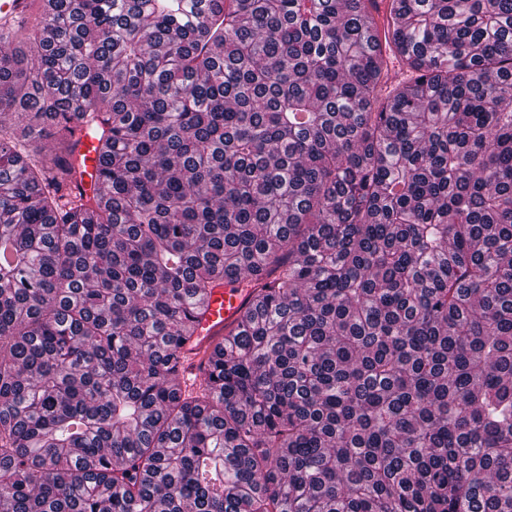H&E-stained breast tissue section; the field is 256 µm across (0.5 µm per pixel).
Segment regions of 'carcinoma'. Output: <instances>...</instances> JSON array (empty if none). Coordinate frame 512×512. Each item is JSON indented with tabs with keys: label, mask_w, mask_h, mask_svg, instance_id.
<instances>
[{
	"label": "carcinoma",
	"mask_w": 512,
	"mask_h": 512,
	"mask_svg": "<svg viewBox=\"0 0 512 512\" xmlns=\"http://www.w3.org/2000/svg\"><path fill=\"white\" fill-rule=\"evenodd\" d=\"M385 4L0 33V512H512V0ZM98 142L90 136L82 132L81 140L78 145V151L85 156V171L79 177L81 187L87 194L92 195L98 193L99 182L97 180L98 168V151L94 148L97 147ZM228 280L213 288L211 293L199 300V307L206 309L200 323L196 325L199 347L205 348L210 342L222 337L225 330L233 328L241 319L245 306V291L234 288Z\"/></svg>",
	"instance_id": "carcinoma-1"
}]
</instances>
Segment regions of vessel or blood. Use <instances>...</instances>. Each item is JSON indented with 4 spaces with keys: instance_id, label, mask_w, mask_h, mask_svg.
<instances>
[{
    "instance_id": "obj_1",
    "label": "vessel or blood",
    "mask_w": 512,
    "mask_h": 512,
    "mask_svg": "<svg viewBox=\"0 0 512 512\" xmlns=\"http://www.w3.org/2000/svg\"><path fill=\"white\" fill-rule=\"evenodd\" d=\"M28 12V0H0V29H12L22 25ZM96 140L82 136L78 145L80 154L85 157V170L80 177L81 187L87 194H95L97 180L98 153ZM246 295L243 289L225 283L213 288L203 296L199 305L205 313L196 326V335L202 344L223 336L225 330L233 328L241 319L245 310Z\"/></svg>"
}]
</instances>
